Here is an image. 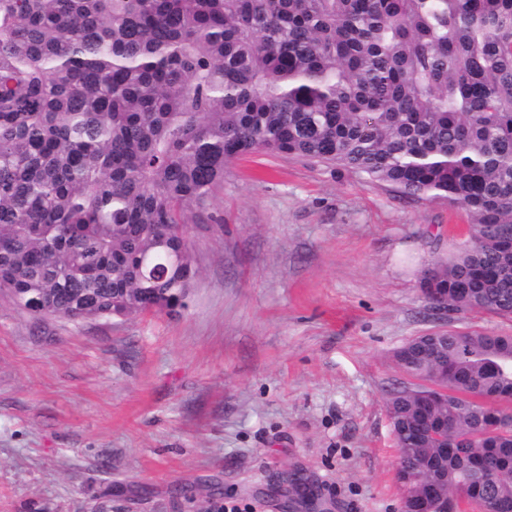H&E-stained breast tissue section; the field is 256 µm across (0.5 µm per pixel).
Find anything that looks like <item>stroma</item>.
I'll use <instances>...</instances> for the list:
<instances>
[{"instance_id":"35a3bbf8","label":"stroma","mask_w":512,"mask_h":512,"mask_svg":"<svg viewBox=\"0 0 512 512\" xmlns=\"http://www.w3.org/2000/svg\"><path fill=\"white\" fill-rule=\"evenodd\" d=\"M466 221L258 152L228 164L189 227L186 309L38 320L0 299V512H208L213 485L281 512L293 469L335 512H401L393 351L436 329L512 332L421 291Z\"/></svg>"}]
</instances>
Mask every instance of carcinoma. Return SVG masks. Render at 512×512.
Listing matches in <instances>:
<instances>
[{"instance_id":"cac0c4a2","label":"carcinoma","mask_w":512,"mask_h":512,"mask_svg":"<svg viewBox=\"0 0 512 512\" xmlns=\"http://www.w3.org/2000/svg\"><path fill=\"white\" fill-rule=\"evenodd\" d=\"M254 152L465 211L422 292L512 318V0H0V297L39 318L186 307L187 225ZM402 504L512 512V335L413 336Z\"/></svg>"}]
</instances>
